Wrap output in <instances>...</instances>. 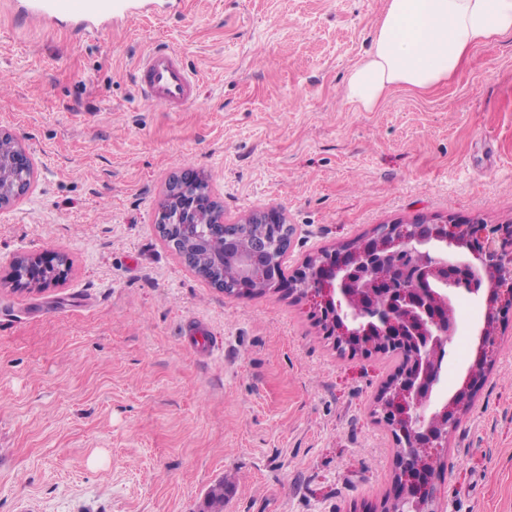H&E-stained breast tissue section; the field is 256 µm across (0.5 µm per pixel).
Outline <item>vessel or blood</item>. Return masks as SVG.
Returning <instances> with one entry per match:
<instances>
[{
	"label": "vessel or blood",
	"mask_w": 512,
	"mask_h": 512,
	"mask_svg": "<svg viewBox=\"0 0 512 512\" xmlns=\"http://www.w3.org/2000/svg\"><path fill=\"white\" fill-rule=\"evenodd\" d=\"M30 20L76 17L90 26L110 23L139 13L138 0H21ZM137 92L147 103L176 110L195 100L199 83L167 47L149 51L137 67Z\"/></svg>",
	"instance_id": "1"
}]
</instances>
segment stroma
I'll return each mask as SVG.
<instances>
[{
    "mask_svg": "<svg viewBox=\"0 0 512 512\" xmlns=\"http://www.w3.org/2000/svg\"><path fill=\"white\" fill-rule=\"evenodd\" d=\"M385 0H182L115 31L25 21L0 0V128L37 163L0 210V512H352L380 505L396 448L376 395L399 363L343 354L308 299L227 294L160 238L173 175L207 179L225 223L274 211L288 270L379 224L512 221V37L448 84L343 98ZM201 94L139 99L151 48ZM63 280L17 291L13 261ZM442 512H512V312L441 454ZM223 486L224 502L209 492ZM54 266V270L44 277L38 272L46 265ZM70 263L64 254L26 255L17 258L12 265V286L22 290H43L55 285L67 277ZM35 275L37 278H35Z\"/></svg>",
    "mask_w": 512,
    "mask_h": 512,
    "instance_id": "1",
    "label": "stroma"
}]
</instances>
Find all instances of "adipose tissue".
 <instances>
[{"label": "adipose tissue", "mask_w": 512, "mask_h": 512, "mask_svg": "<svg viewBox=\"0 0 512 512\" xmlns=\"http://www.w3.org/2000/svg\"><path fill=\"white\" fill-rule=\"evenodd\" d=\"M512 36V0H386L374 46L349 70L344 99L370 112L397 86L447 84L476 47Z\"/></svg>", "instance_id": "adipose-tissue-1"}]
</instances>
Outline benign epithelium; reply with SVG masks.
Here are the masks:
<instances>
[{"label": "benign epithelium", "mask_w": 512, "mask_h": 512, "mask_svg": "<svg viewBox=\"0 0 512 512\" xmlns=\"http://www.w3.org/2000/svg\"><path fill=\"white\" fill-rule=\"evenodd\" d=\"M34 161L26 144L0 130V209L25 195ZM261 231L224 235V209L198 176L170 179L156 224L159 235L185 262L180 242L225 237L236 266L234 290L275 288L281 247L290 225L269 213L254 216ZM63 254L26 255L12 265V286L43 290L67 277ZM314 283L308 292L327 333L351 353L393 352L402 358L375 399L372 415L399 440L396 477L382 512H439L433 460L466 412L480 376L467 369L460 386L439 396L448 343L457 332L453 302L463 291L486 311L474 327L475 358L492 356L499 333L496 313L512 310V225L459 223L452 219L421 228L416 223L378 224L354 249L346 244L307 258L288 281Z\"/></svg>", "instance_id": "obj_1"}]
</instances>
